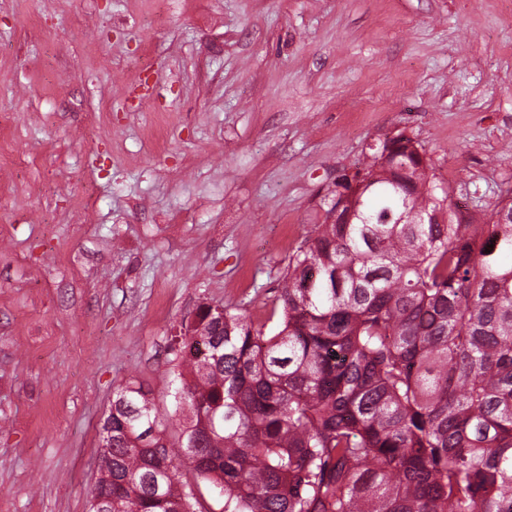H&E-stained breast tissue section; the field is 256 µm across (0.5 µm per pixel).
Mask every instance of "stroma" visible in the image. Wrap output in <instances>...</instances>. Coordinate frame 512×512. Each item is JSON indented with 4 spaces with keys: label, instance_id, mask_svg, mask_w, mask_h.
Returning a JSON list of instances; mask_svg holds the SVG:
<instances>
[{
    "label": "stroma",
    "instance_id": "35a3bbf8",
    "mask_svg": "<svg viewBox=\"0 0 512 512\" xmlns=\"http://www.w3.org/2000/svg\"><path fill=\"white\" fill-rule=\"evenodd\" d=\"M399 131L492 223L512 0H0V512H90L127 382L177 440L171 337L205 303L266 324L337 173Z\"/></svg>",
    "mask_w": 512,
    "mask_h": 512
}]
</instances>
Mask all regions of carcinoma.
I'll return each mask as SVG.
<instances>
[{
    "label": "carcinoma",
    "mask_w": 512,
    "mask_h": 512,
    "mask_svg": "<svg viewBox=\"0 0 512 512\" xmlns=\"http://www.w3.org/2000/svg\"><path fill=\"white\" fill-rule=\"evenodd\" d=\"M367 158L290 257L271 334L226 308L175 339L179 449L150 391L113 394L112 512H196L179 458L221 512H512V197L467 224L414 138Z\"/></svg>",
    "instance_id": "obj_1"
}]
</instances>
